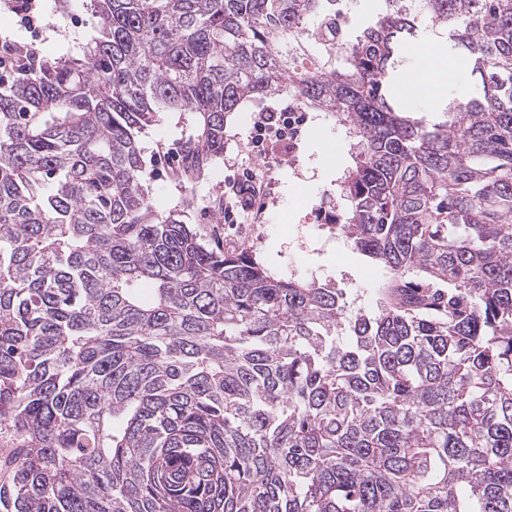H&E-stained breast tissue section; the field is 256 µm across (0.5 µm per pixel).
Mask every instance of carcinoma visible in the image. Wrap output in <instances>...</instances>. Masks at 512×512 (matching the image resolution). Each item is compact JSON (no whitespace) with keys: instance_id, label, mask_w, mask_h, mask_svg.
<instances>
[{"instance_id":"1","label":"carcinoma","mask_w":512,"mask_h":512,"mask_svg":"<svg viewBox=\"0 0 512 512\" xmlns=\"http://www.w3.org/2000/svg\"><path fill=\"white\" fill-rule=\"evenodd\" d=\"M67 57L0 50V512H512V0H89ZM465 65L429 125L392 86ZM346 128L336 231L377 310L203 244L151 203L247 98ZM416 65L417 87L431 99L438 100L447 96L450 90L461 91L467 86L459 66L452 60L442 58L436 41H430L420 46L414 57ZM448 76L453 83L460 78L459 84L448 91Z\"/></svg>"}]
</instances>
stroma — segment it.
Masks as SVG:
<instances>
[{
    "mask_svg": "<svg viewBox=\"0 0 512 512\" xmlns=\"http://www.w3.org/2000/svg\"><path fill=\"white\" fill-rule=\"evenodd\" d=\"M39 5V26L33 29L12 11L11 0H0V45L12 41L62 57L96 36L99 19L85 0H40ZM287 102L284 93L245 100L227 119L223 155L191 183L177 170L195 116L163 113L139 135L152 202L162 213L181 212L203 240L225 252L248 250L274 276L335 284L345 291L352 309L375 311L383 272L334 229L331 219L340 178L351 164L345 130L336 116L300 109L298 140L273 142L264 156L250 149L256 113L281 109ZM248 169L268 175L262 223L217 222L213 201Z\"/></svg>",
    "mask_w": 512,
    "mask_h": 512,
    "instance_id": "obj_1",
    "label": "stroma"
}]
</instances>
